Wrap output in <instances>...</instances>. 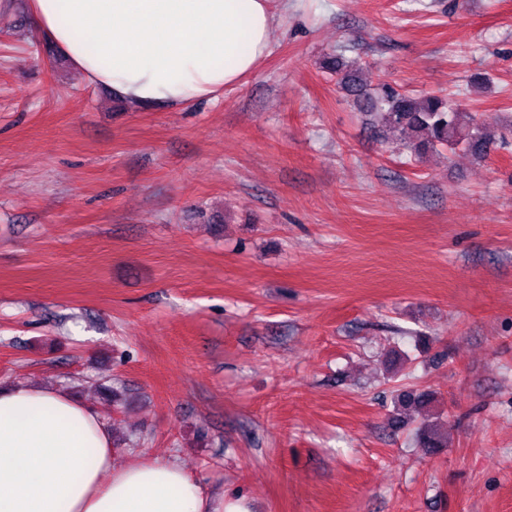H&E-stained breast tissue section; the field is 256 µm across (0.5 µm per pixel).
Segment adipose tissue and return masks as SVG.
<instances>
[{
	"label": "adipose tissue",
	"instance_id": "1",
	"mask_svg": "<svg viewBox=\"0 0 512 512\" xmlns=\"http://www.w3.org/2000/svg\"><path fill=\"white\" fill-rule=\"evenodd\" d=\"M35 31L87 84L177 108L253 73L269 0H29ZM112 430L63 387L0 385V512H251L172 459L115 465Z\"/></svg>",
	"mask_w": 512,
	"mask_h": 512
}]
</instances>
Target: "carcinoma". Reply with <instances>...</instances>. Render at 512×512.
<instances>
[{
  "label": "carcinoma",
  "instance_id": "cac0c4a2",
  "mask_svg": "<svg viewBox=\"0 0 512 512\" xmlns=\"http://www.w3.org/2000/svg\"><path fill=\"white\" fill-rule=\"evenodd\" d=\"M328 70L336 74V82L345 90L381 116L390 133H410L416 139L426 135L415 146L416 151L445 146L475 154L484 152L485 142L469 126L473 117L451 99L439 95L415 97L389 88H372L360 81L353 63L341 56L329 61Z\"/></svg>",
  "mask_w": 512,
  "mask_h": 512
}]
</instances>
